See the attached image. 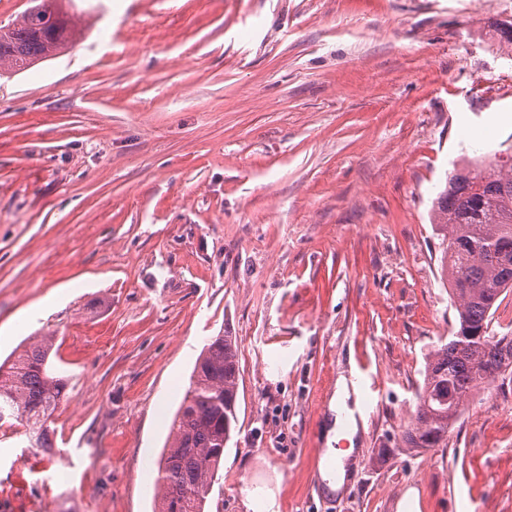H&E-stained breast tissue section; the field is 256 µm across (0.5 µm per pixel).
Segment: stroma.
<instances>
[{
	"label": "stroma",
	"instance_id": "obj_1",
	"mask_svg": "<svg viewBox=\"0 0 512 512\" xmlns=\"http://www.w3.org/2000/svg\"><path fill=\"white\" fill-rule=\"evenodd\" d=\"M68 54L0 77V361L56 338L55 454L0 434V512H152L205 341L237 339L208 512H512V376L444 448L402 435L456 322L430 209L512 166V0H75ZM358 466L315 475L339 376Z\"/></svg>",
	"mask_w": 512,
	"mask_h": 512
}]
</instances>
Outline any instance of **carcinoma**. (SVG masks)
<instances>
[{
	"instance_id": "1",
	"label": "carcinoma",
	"mask_w": 512,
	"mask_h": 512,
	"mask_svg": "<svg viewBox=\"0 0 512 512\" xmlns=\"http://www.w3.org/2000/svg\"><path fill=\"white\" fill-rule=\"evenodd\" d=\"M58 0H39L0 28V75L60 53L73 37ZM441 273L456 310L450 339L429 350L407 449L444 448L461 405L478 386L512 372V336L492 318L512 291V170L458 168L433 205ZM53 336L21 344L0 363V425L25 427L37 448H53L54 413L68 379L52 370ZM239 369L231 336H213L198 356L158 461L155 512H205L224 449L237 429Z\"/></svg>"
}]
</instances>
